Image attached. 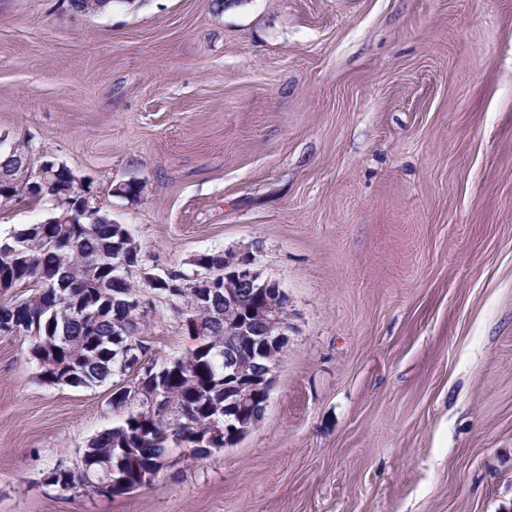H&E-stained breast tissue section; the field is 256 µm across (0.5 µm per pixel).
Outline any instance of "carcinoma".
I'll return each instance as SVG.
<instances>
[{
	"instance_id": "1",
	"label": "carcinoma",
	"mask_w": 512,
	"mask_h": 512,
	"mask_svg": "<svg viewBox=\"0 0 512 512\" xmlns=\"http://www.w3.org/2000/svg\"><path fill=\"white\" fill-rule=\"evenodd\" d=\"M120 0H67L83 14L109 9ZM39 197L28 182L0 185V201ZM15 254L0 252V291L30 285V294L10 304L0 303V326L25 321L32 337V358L42 364L41 380L49 384L91 387L129 375L145 358L148 345L138 323L114 335L113 321L132 314L139 288L129 275L140 267L139 248L122 239L112 220L97 224H30L12 232ZM165 284L154 294L173 300L177 312L191 317L204 311L209 335L194 348L161 364L167 398L154 416L129 415L121 424L95 437L80 461L68 469L50 471L53 487L62 492L100 496L98 486L112 481V467L127 461L126 475L139 476L169 465L171 448L208 454L197 442L219 438L224 447V288L203 294L180 270L163 274Z\"/></svg>"
}]
</instances>
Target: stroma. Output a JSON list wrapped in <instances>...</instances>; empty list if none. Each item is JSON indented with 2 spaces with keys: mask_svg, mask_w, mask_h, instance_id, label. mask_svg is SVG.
<instances>
[{
  "mask_svg": "<svg viewBox=\"0 0 512 512\" xmlns=\"http://www.w3.org/2000/svg\"><path fill=\"white\" fill-rule=\"evenodd\" d=\"M0 138L90 181L141 271L251 251L288 310L255 425L113 499L44 483L125 418L111 382L0 335V512H512V0H0ZM141 294L149 356L193 348Z\"/></svg>",
  "mask_w": 512,
  "mask_h": 512,
  "instance_id": "obj_1",
  "label": "stroma"
}]
</instances>
